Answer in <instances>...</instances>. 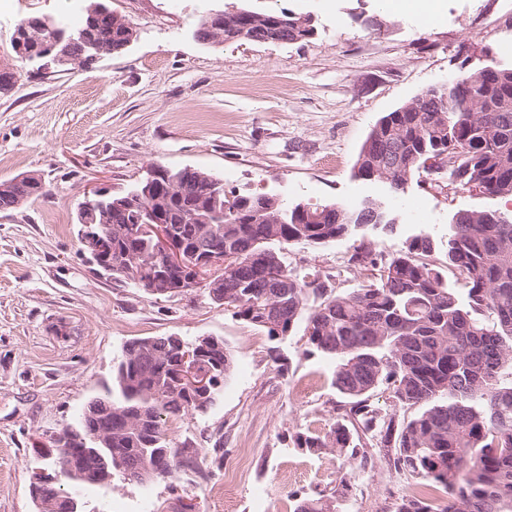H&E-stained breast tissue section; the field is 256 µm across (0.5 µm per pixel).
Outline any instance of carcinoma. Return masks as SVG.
<instances>
[{
  "instance_id": "carcinoma-1",
  "label": "carcinoma",
  "mask_w": 512,
  "mask_h": 512,
  "mask_svg": "<svg viewBox=\"0 0 512 512\" xmlns=\"http://www.w3.org/2000/svg\"><path fill=\"white\" fill-rule=\"evenodd\" d=\"M89 0L83 26L95 30L108 55L121 54L134 40L124 17L98 9ZM279 16L300 20L282 10L251 11L234 20L258 37L267 21ZM220 15L209 12L196 31L204 42L224 40L215 29ZM59 39L58 24L48 19L34 40L35 53ZM472 111L460 112L464 94ZM419 108L409 102L382 116L368 137L378 142L375 156L359 153V175L372 174L394 193L422 171L432 175L433 158L455 143L468 152L446 166L448 180L463 189L477 188L495 197H512V67L495 65L488 75L458 74L418 94ZM157 205L163 222L173 225L188 247L203 243L224 253V305L272 339L285 338L305 322L309 352L335 361L334 385L350 399L343 421L321 434L298 432L297 448L326 450L364 469L371 461L364 445L353 441L348 424L377 439L388 464L398 473L421 480L424 489H441L446 501L427 494L401 498L395 512H512V214L463 210L453 214L445 259L433 258L434 239L415 235L387 259L372 243L361 242L349 263L378 271L377 281L349 293L332 288L330 276L316 269L288 268L281 250L292 243L323 246L362 227L361 209L329 204L311 208L320 217L304 223L297 208L268 195L238 194L227 198L224 183L198 169L160 168ZM95 223L125 229L112 234V260L121 261L132 278L149 280L163 264L150 239L138 234L149 202L137 185L107 197ZM203 204L205 224H188L181 215ZM281 280L271 281L267 270ZM188 343L177 336L136 338L127 342L112 368V386L91 404L112 407L110 443L97 456L69 446L65 453L86 484L105 485L101 460L109 471L141 470L140 483L172 479L183 468L198 465L190 442L174 445L166 432L169 420L196 410L192 397L171 384ZM201 362L214 372L212 394L224 392L232 359L224 340L211 337ZM381 383L391 389L394 407L420 405L423 411L402 420L381 415L369 404ZM347 478L331 497L303 496L294 512H341ZM54 508L67 512L68 494L52 484Z\"/></svg>"
}]
</instances>
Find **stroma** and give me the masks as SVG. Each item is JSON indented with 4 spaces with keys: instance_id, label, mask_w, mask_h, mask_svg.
<instances>
[{
    "instance_id": "obj_1",
    "label": "stroma",
    "mask_w": 512,
    "mask_h": 512,
    "mask_svg": "<svg viewBox=\"0 0 512 512\" xmlns=\"http://www.w3.org/2000/svg\"><path fill=\"white\" fill-rule=\"evenodd\" d=\"M136 39L122 54L73 71L19 66L0 95V181L34 174L47 196L0 211V512H36L29 485L49 469L53 437L103 393L131 339L217 336L233 360L223 395L206 411L169 423L175 443L193 441L199 466L148 484L113 475L81 488L84 512H294L295 492L331 494L350 484L344 512H395L420 491L390 470L378 446L357 470L344 458L293 446L291 435L329 431L344 397L334 365L307 353L303 326L273 339L196 288L158 299L100 275L81 249L85 191L135 183L147 167H192L223 180L227 195L266 194L285 205H381L392 229L366 227L334 243L292 244L290 268L331 274L349 292L370 273L349 267L360 240L389 255L420 231L440 240L452 215L507 212L512 200L463 191L448 179L412 178L404 191L356 176L374 123L423 89L473 68L512 65V0H435L423 23L413 6L383 0H102ZM311 16L313 36L294 44L203 43L195 31L225 6ZM86 0H0V67L20 21L46 15L78 28ZM380 19L381 29L370 22ZM420 207L424 222L412 219ZM223 449L212 463L214 449ZM246 468L232 497L224 480Z\"/></svg>"
}]
</instances>
